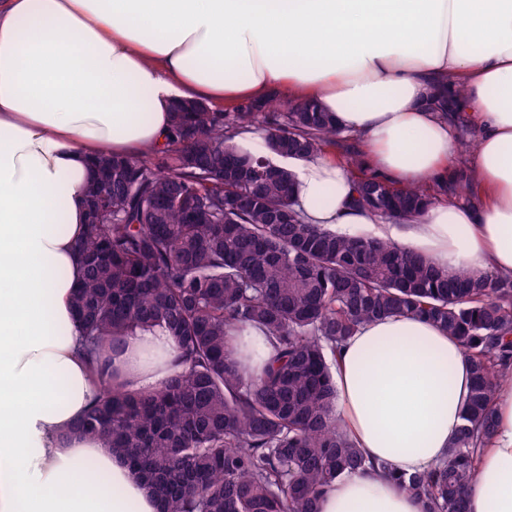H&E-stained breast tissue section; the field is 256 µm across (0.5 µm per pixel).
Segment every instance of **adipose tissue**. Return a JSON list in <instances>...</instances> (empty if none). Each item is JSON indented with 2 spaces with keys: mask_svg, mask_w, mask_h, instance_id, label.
Returning <instances> with one entry per match:
<instances>
[{
  "mask_svg": "<svg viewBox=\"0 0 512 512\" xmlns=\"http://www.w3.org/2000/svg\"><path fill=\"white\" fill-rule=\"evenodd\" d=\"M455 93V114L429 97ZM315 101L399 185L447 176L458 113L480 132L474 206L396 224L354 202L329 155L292 167L305 220L410 248L443 268L512 273V0H0V512H157L101 441L73 432L98 384L79 352L74 246L95 157L162 143L180 99ZM175 343L109 352L118 382L155 389ZM336 412L372 469L320 512H422L399 483L445 458L471 385L456 340L412 316L361 325L338 357ZM476 459L469 512H512V377Z\"/></svg>",
  "mask_w": 512,
  "mask_h": 512,
  "instance_id": "adipose-tissue-1",
  "label": "adipose tissue"
}]
</instances>
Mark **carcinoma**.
<instances>
[{
	"label": "carcinoma",
	"mask_w": 512,
	"mask_h": 512,
	"mask_svg": "<svg viewBox=\"0 0 512 512\" xmlns=\"http://www.w3.org/2000/svg\"><path fill=\"white\" fill-rule=\"evenodd\" d=\"M259 124L261 149L238 147ZM349 139L312 103L221 112L200 102L173 112L164 148L93 163L73 304L100 391L75 430L120 453L158 512H319L336 479L369 466L334 413L336 352L361 324L399 315L454 337L474 384L448 461L398 480L424 512H467L495 384L512 375V277L440 269L307 223L293 174L263 152L305 160ZM345 168L357 205L396 223L469 185L462 163L407 186L374 175L358 152ZM247 327L273 349L257 375L229 348ZM155 330L176 343L170 379L150 392L114 384L102 349Z\"/></svg>",
	"instance_id": "cac0c4a2"
}]
</instances>
